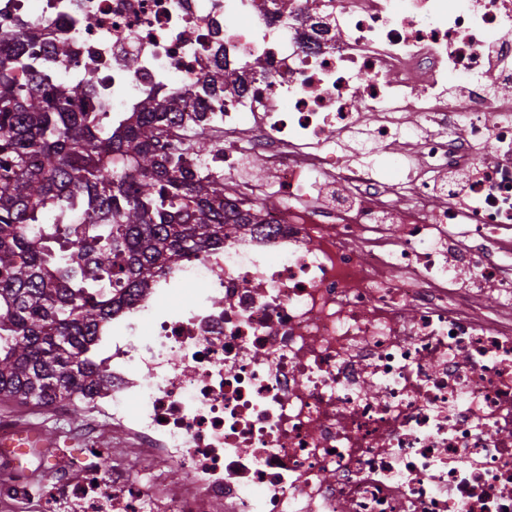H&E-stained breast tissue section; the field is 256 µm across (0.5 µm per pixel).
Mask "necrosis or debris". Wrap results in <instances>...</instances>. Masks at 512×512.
<instances>
[{
    "mask_svg": "<svg viewBox=\"0 0 512 512\" xmlns=\"http://www.w3.org/2000/svg\"><path fill=\"white\" fill-rule=\"evenodd\" d=\"M94 74L75 112L156 91L215 112L265 225L113 316L112 388L42 512H512V0H0ZM243 86L200 87L216 67ZM261 156L271 182L245 177ZM500 304L481 315L487 292ZM146 460L106 463L102 432ZM177 466L180 482L158 488Z\"/></svg>",
    "mask_w": 512,
    "mask_h": 512,
    "instance_id": "1",
    "label": "necrosis or debris"
}]
</instances>
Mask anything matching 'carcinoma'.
Masks as SVG:
<instances>
[{"label": "carcinoma", "instance_id": "obj_1", "mask_svg": "<svg viewBox=\"0 0 512 512\" xmlns=\"http://www.w3.org/2000/svg\"><path fill=\"white\" fill-rule=\"evenodd\" d=\"M25 23L0 35V398L76 405L111 387L95 350L112 313L179 263L224 246V230L254 228L224 174L186 169L164 140L183 121L167 95L131 112H70L93 76L54 82L39 70ZM234 70L204 80L213 97ZM186 148L218 143L195 117Z\"/></svg>", "mask_w": 512, "mask_h": 512}]
</instances>
